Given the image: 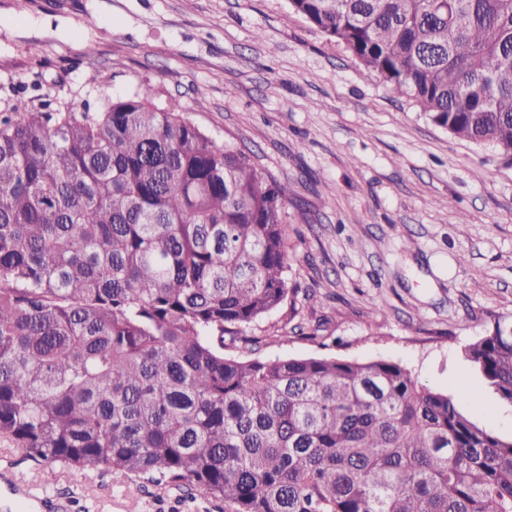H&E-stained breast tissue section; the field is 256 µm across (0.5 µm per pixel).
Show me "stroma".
Wrapping results in <instances>:
<instances>
[{
    "label": "stroma",
    "mask_w": 512,
    "mask_h": 512,
    "mask_svg": "<svg viewBox=\"0 0 512 512\" xmlns=\"http://www.w3.org/2000/svg\"><path fill=\"white\" fill-rule=\"evenodd\" d=\"M151 89L290 189L288 298L225 354L402 363L511 437L465 348L512 318V162L451 136L289 0H0V110ZM0 512H224L0 440Z\"/></svg>",
    "instance_id": "stroma-1"
}]
</instances>
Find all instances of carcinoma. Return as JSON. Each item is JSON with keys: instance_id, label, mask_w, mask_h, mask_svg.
<instances>
[{"instance_id": "obj_1", "label": "carcinoma", "mask_w": 512, "mask_h": 512, "mask_svg": "<svg viewBox=\"0 0 512 512\" xmlns=\"http://www.w3.org/2000/svg\"><path fill=\"white\" fill-rule=\"evenodd\" d=\"M512 159V0H289ZM288 185L148 92L0 117V439L226 512H512V437L403 365L224 355L288 296ZM512 405V319L465 349Z\"/></svg>"}]
</instances>
